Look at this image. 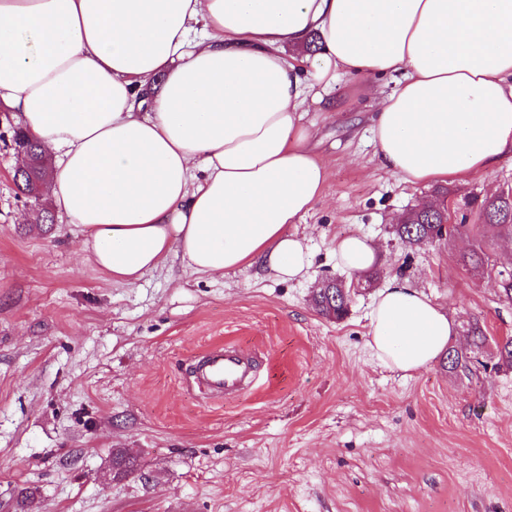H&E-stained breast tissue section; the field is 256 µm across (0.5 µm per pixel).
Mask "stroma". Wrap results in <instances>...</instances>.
Returning a JSON list of instances; mask_svg holds the SVG:
<instances>
[{
    "label": "stroma",
    "instance_id": "stroma-1",
    "mask_svg": "<svg viewBox=\"0 0 512 512\" xmlns=\"http://www.w3.org/2000/svg\"><path fill=\"white\" fill-rule=\"evenodd\" d=\"M332 97L334 111L306 115L328 178L296 226L311 258L303 278L199 274L174 257L133 286L87 259L63 213L19 221L17 117L0 105V512H512V368L496 354L512 301L461 264L475 237L410 247L395 233L443 190L452 223H482L479 199L512 192V157L462 182L410 185L374 158L364 82L341 79ZM350 234L367 236L380 263L330 320L311 296L325 280L354 281L333 253ZM395 275L454 320L450 345L468 368L441 357L402 372L377 359L370 313ZM225 344L258 354L259 377L236 397L204 395L192 364ZM116 448L140 465L118 480ZM24 487L37 495L22 509Z\"/></svg>",
    "mask_w": 512,
    "mask_h": 512
}]
</instances>
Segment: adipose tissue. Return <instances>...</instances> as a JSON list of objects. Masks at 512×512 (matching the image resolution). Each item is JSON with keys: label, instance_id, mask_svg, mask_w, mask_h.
<instances>
[{"label": "adipose tissue", "instance_id": "adipose-tissue-1", "mask_svg": "<svg viewBox=\"0 0 512 512\" xmlns=\"http://www.w3.org/2000/svg\"><path fill=\"white\" fill-rule=\"evenodd\" d=\"M314 36L321 52L293 56ZM386 74L382 169L452 182L512 155V0H0V104L56 157L48 200L82 251L126 285L174 256L303 277L292 228L327 180L305 116L339 78ZM453 334L409 279L374 301L389 367L427 368Z\"/></svg>", "mask_w": 512, "mask_h": 512}]
</instances>
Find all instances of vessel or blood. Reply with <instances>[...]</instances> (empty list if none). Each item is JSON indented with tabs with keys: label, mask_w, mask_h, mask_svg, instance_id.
<instances>
[{
	"label": "vessel or blood",
	"mask_w": 512,
	"mask_h": 512,
	"mask_svg": "<svg viewBox=\"0 0 512 512\" xmlns=\"http://www.w3.org/2000/svg\"><path fill=\"white\" fill-rule=\"evenodd\" d=\"M199 386L211 396H224L246 390L257 379L253 356L230 346L211 348L195 365Z\"/></svg>",
	"instance_id": "vessel-or-blood-1"
}]
</instances>
